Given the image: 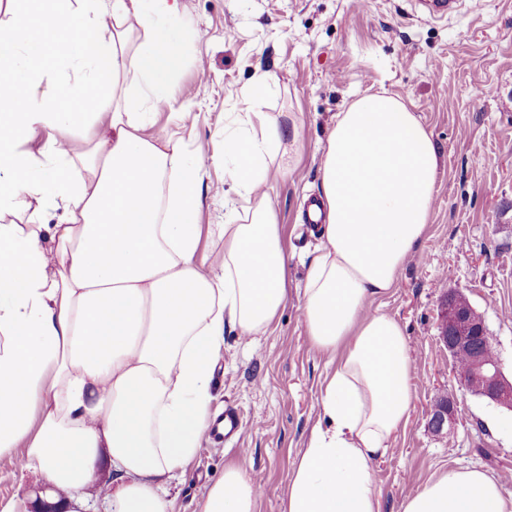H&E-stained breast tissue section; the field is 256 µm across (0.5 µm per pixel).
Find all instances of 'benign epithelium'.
<instances>
[{"label": "benign epithelium", "mask_w": 512, "mask_h": 512, "mask_svg": "<svg viewBox=\"0 0 512 512\" xmlns=\"http://www.w3.org/2000/svg\"><path fill=\"white\" fill-rule=\"evenodd\" d=\"M439 339L451 358H465V367L456 370L462 387L473 396L503 411L512 412V378L502 371L499 360L490 358L479 341H489L484 319L463 293H448L439 315ZM454 416L453 402L442 398L436 402L428 421L429 429L440 434ZM50 487L36 492L31 512H69L62 501L47 499Z\"/></svg>", "instance_id": "benign-epithelium-1"}]
</instances>
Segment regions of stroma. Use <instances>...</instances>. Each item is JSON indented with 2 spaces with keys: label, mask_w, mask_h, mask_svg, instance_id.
Returning a JSON list of instances; mask_svg holds the SVG:
<instances>
[{
  "label": "stroma",
  "mask_w": 512,
  "mask_h": 512,
  "mask_svg": "<svg viewBox=\"0 0 512 512\" xmlns=\"http://www.w3.org/2000/svg\"><path fill=\"white\" fill-rule=\"evenodd\" d=\"M175 22L177 92L152 132L213 156L201 223H223L235 197L224 180L225 126L262 112L297 125L300 140L269 191L288 252V303L266 335L226 329L210 412L237 408L243 427L223 443L203 436L185 473L167 484L174 512H199L208 485L230 465L260 485L256 512H280L289 472L321 420L328 363L306 335L295 293L319 244L305 218L319 191L320 146L337 113L381 89L420 116L441 155L426 236L397 287L371 304L403 325L415 392L407 426L373 465L381 512H401L406 497L450 468L483 469L512 493V414L460 386L438 339L444 297L464 292L512 375V0H482L479 11L444 19L428 17L416 0H179ZM266 71L278 84L252 102L247 90ZM444 395L457 405L456 420L438 436L427 422ZM44 483L0 457V512H28Z\"/></svg>",
  "instance_id": "35a3bbf8"
}]
</instances>
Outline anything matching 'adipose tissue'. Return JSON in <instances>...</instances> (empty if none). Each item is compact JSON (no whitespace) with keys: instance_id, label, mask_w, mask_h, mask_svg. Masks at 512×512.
Returning a JSON list of instances; mask_svg holds the SVG:
<instances>
[{"instance_id":"adipose-tissue-1","label":"adipose tissue","mask_w":512,"mask_h":512,"mask_svg":"<svg viewBox=\"0 0 512 512\" xmlns=\"http://www.w3.org/2000/svg\"><path fill=\"white\" fill-rule=\"evenodd\" d=\"M175 9L171 0L0 8V216L23 218L0 223V457L21 454L23 469L71 503L100 487L112 512H174L164 484L199 450L225 329L263 335L288 302L267 186L271 161L299 131L243 113L224 134L237 199L223 223L200 224L205 155L149 133L176 88ZM131 15L139 33L124 25ZM39 127L85 135L22 149ZM439 159L418 116L385 90L337 113L327 134L322 246L300 310L333 368L281 512L381 510L373 463L408 423L413 372L402 324L369 304L396 288L424 239ZM52 209L62 213L55 225ZM206 234L223 239V254H201ZM256 502L254 481L230 466L200 512H255ZM401 512H512V493L483 470L452 468Z\"/></svg>"}]
</instances>
